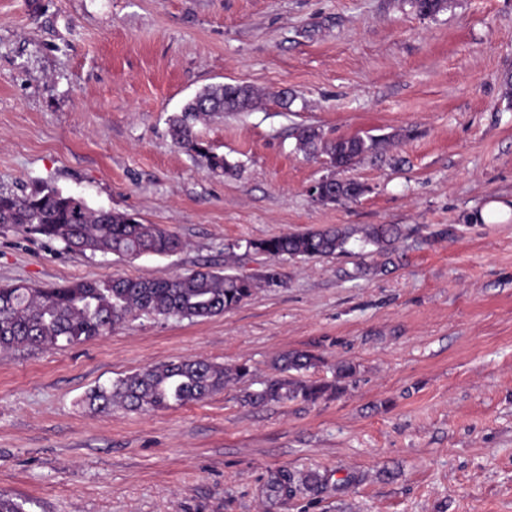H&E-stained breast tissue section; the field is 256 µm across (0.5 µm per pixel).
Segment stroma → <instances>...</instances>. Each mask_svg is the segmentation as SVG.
I'll list each match as a JSON object with an SVG mask.
<instances>
[{"label":"stroma","instance_id":"35a3bbf8","mask_svg":"<svg viewBox=\"0 0 512 512\" xmlns=\"http://www.w3.org/2000/svg\"><path fill=\"white\" fill-rule=\"evenodd\" d=\"M512 0H0V191L43 183L162 224L172 256L83 254L0 228V285L208 267L255 276L236 241L396 224L390 252L285 259V283L195 321L141 315L76 345L0 351V491L27 512H512ZM257 88L198 124L237 165L215 176L167 120L205 87ZM290 104L282 106L280 94ZM384 136L340 176L297 133ZM344 360L329 400L252 406L244 386L155 412L85 394L146 366ZM318 489L267 494L277 472Z\"/></svg>","mask_w":512,"mask_h":512}]
</instances>
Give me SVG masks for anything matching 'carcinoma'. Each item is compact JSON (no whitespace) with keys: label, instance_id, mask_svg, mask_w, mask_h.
I'll list each match as a JSON object with an SVG mask.
<instances>
[{"label":"carcinoma","instance_id":"carcinoma-1","mask_svg":"<svg viewBox=\"0 0 512 512\" xmlns=\"http://www.w3.org/2000/svg\"><path fill=\"white\" fill-rule=\"evenodd\" d=\"M422 16L447 9L448 0H410ZM259 92L242 84L224 83L204 88L169 119L173 142L198 160L208 172L232 175L236 166L199 139L195 124L214 114L244 112L254 106ZM303 150L327 157L330 167L348 169L365 154L386 142L376 136L323 140L313 127L300 131ZM0 228H22L48 241L59 242L73 252L112 253L126 258L172 255L183 247L181 238L159 224H144L124 213L94 209L55 187L43 185L29 193L0 192ZM400 237L395 224H372L362 228L336 226L305 233L236 242L275 260L258 278L227 270H192L167 278L78 280L41 288L26 283L0 287V349L57 346L80 343L112 331L129 317L147 313L157 319L196 320L211 318L239 307L263 285L280 287L285 275L278 260L315 259L348 252L351 241L363 248L391 250ZM320 357L302 350L283 354L274 364L276 375L261 388L245 393L251 404L329 399L345 389L356 374L346 361L336 363L330 381L311 380L304 373L317 366ZM252 377L250 365H220L205 360H182L147 366L110 386L93 388L85 402L107 413L112 406L156 411L200 402L231 383ZM268 495L292 492V479L282 471L268 484Z\"/></svg>","mask_w":512,"mask_h":512}]
</instances>
